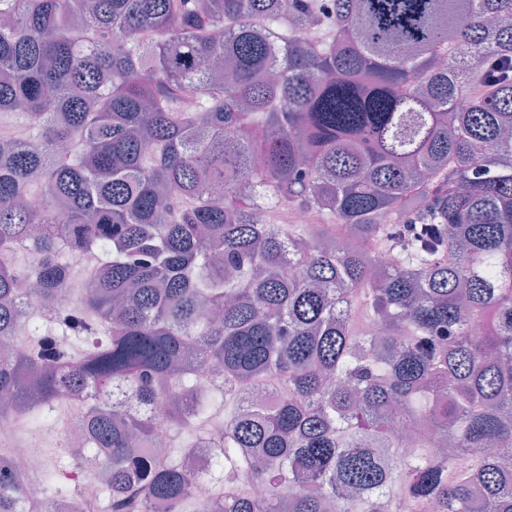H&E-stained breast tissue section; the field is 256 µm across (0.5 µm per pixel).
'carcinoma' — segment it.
I'll return each instance as SVG.
<instances>
[{
	"label": "carcinoma",
	"mask_w": 512,
	"mask_h": 512,
	"mask_svg": "<svg viewBox=\"0 0 512 512\" xmlns=\"http://www.w3.org/2000/svg\"><path fill=\"white\" fill-rule=\"evenodd\" d=\"M510 57L512 0H0V254L36 258L0 262V344L40 320L0 409L91 386L109 512H186L185 450L138 448L192 424L217 512H512ZM103 247L78 304L23 307ZM56 480L0 512H99Z\"/></svg>",
	"instance_id": "cac0c4a2"
}]
</instances>
